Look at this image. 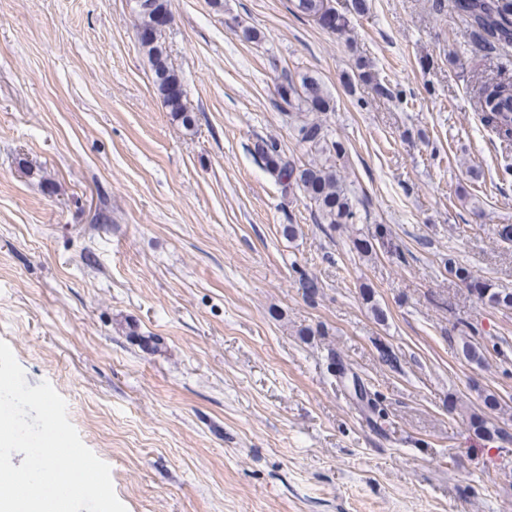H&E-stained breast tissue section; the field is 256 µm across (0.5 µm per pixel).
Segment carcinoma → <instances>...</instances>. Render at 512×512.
<instances>
[{"instance_id":"carcinoma-1","label":"carcinoma","mask_w":512,"mask_h":512,"mask_svg":"<svg viewBox=\"0 0 512 512\" xmlns=\"http://www.w3.org/2000/svg\"><path fill=\"white\" fill-rule=\"evenodd\" d=\"M137 32L140 49L151 62L155 84L165 106L186 129L196 126V115L187 106L182 79L168 60L160 16L170 12L169 0H138L136 2ZM294 8L311 18L321 28L342 34L348 30L349 18L333 5V0H294ZM454 11L470 26L479 51L489 55L502 46L512 45V0H453ZM358 81L373 85L380 96L398 98L403 91L378 80L371 66L362 59L354 65ZM277 107L296 118L295 139L302 146L308 162L286 153L282 144L260 138L252 152L275 178L285 197L302 199L314 221L328 230L356 223V196L336 169V158L345 153L344 145L326 124L324 116L335 111L333 98L321 82L307 74H288L278 84ZM480 122L495 138L512 142V75L501 74L496 81L482 82L476 91ZM385 228L379 224L369 238H358L354 247L370 253L373 241L384 239ZM303 296L314 299L319 280L305 270L292 266ZM448 271L466 284L470 293L493 307L512 308V292L495 289L487 282L474 280L469 270L448 260ZM471 427L480 436L491 437L499 429L480 414L471 416Z\"/></svg>"}]
</instances>
